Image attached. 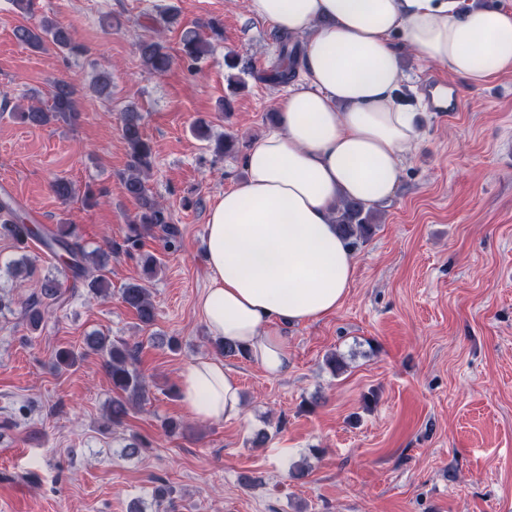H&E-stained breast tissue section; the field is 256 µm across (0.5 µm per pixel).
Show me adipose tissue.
<instances>
[{
    "label": "adipose tissue",
    "instance_id": "1",
    "mask_svg": "<svg viewBox=\"0 0 512 512\" xmlns=\"http://www.w3.org/2000/svg\"><path fill=\"white\" fill-rule=\"evenodd\" d=\"M246 9L300 40L301 79L276 125L241 155L243 179L211 209L198 309L213 339L279 376L292 363L282 325L332 314L349 293L355 257L336 232L337 203L390 201L419 138L398 98L402 48L481 86L512 73V10L481 0H246ZM178 393L197 421L243 416L223 361L184 366Z\"/></svg>",
    "mask_w": 512,
    "mask_h": 512
}]
</instances>
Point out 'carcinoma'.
<instances>
[{
  "instance_id": "1",
  "label": "carcinoma",
  "mask_w": 512,
  "mask_h": 512,
  "mask_svg": "<svg viewBox=\"0 0 512 512\" xmlns=\"http://www.w3.org/2000/svg\"><path fill=\"white\" fill-rule=\"evenodd\" d=\"M15 39L28 48L42 52L49 46L70 53L81 51V47L72 43L66 29L53 20L44 18L37 24L20 23L13 29ZM272 39L278 45V64L273 66L264 79L274 85H287L296 76V64L301 47L291 35L273 31ZM143 64L156 72L167 70L172 57L167 47L160 41H142L138 45ZM211 51V44L203 39L194 29H187L182 34V52L192 61H199ZM77 91L66 81L56 83L50 93V105L43 108L31 105L19 111V118L31 125L42 126L53 120L71 121L77 118ZM122 138L128 149V173L122 178L126 193L140 203L142 212L132 220L122 242L114 243L110 249L87 251L76 234V225L59 224L49 231H43L34 224H27L18 219L11 198L0 199V237L12 239L18 246H25L30 240L39 241L50 253L62 259L65 269L75 281L88 277L90 267L102 270L108 264L112 251L131 254L138 250L141 239L147 231L160 234L164 247L172 249L181 235L180 229L173 224L171 214L161 203L153 199L146 186V173L151 167L153 148L145 138L141 116L135 111L125 114L122 125ZM216 152L221 155H234L239 152V141L229 135L218 136ZM374 215L365 205L351 200H342L336 206V228L343 240L352 247L366 243L374 233ZM62 283L55 277H47L41 284L38 294L27 299L24 316L33 330L38 329L50 312L51 305L61 295ZM121 299L133 309L141 325L149 327L156 319V306L151 299L149 289L139 282L127 283L121 291ZM140 349L137 343L125 340H113L100 333L93 332L84 339V351L107 355L106 367L112 381L114 397L108 405L107 423H121L129 412V406L138 405L145 400L146 387L143 376L136 368V356ZM153 499L162 505L168 504L171 512H176L173 489L161 483L153 491Z\"/></svg>"
}]
</instances>
